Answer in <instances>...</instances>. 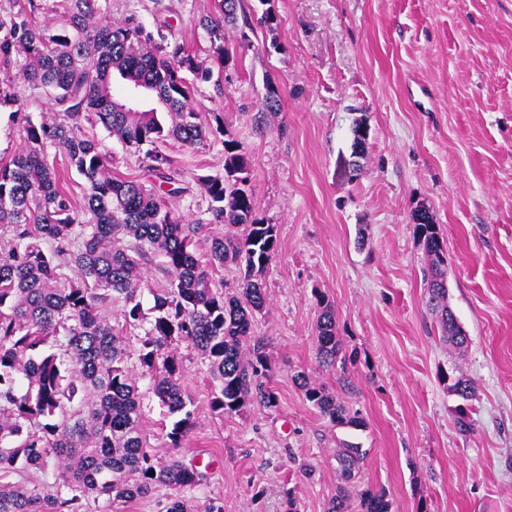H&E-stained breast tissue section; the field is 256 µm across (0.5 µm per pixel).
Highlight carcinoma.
<instances>
[{
	"label": "carcinoma",
	"instance_id": "1",
	"mask_svg": "<svg viewBox=\"0 0 512 512\" xmlns=\"http://www.w3.org/2000/svg\"><path fill=\"white\" fill-rule=\"evenodd\" d=\"M215 4L217 15L199 26L208 56L222 66L229 60L225 31L237 25L240 0ZM42 13L39 0H0V107L13 108L24 141L0 162V512H109L160 488L170 493L158 512H188L185 493L204 475L180 456L195 407L176 349L184 342L207 364L213 411L276 406L265 345L251 338L267 303L262 275L276 256V225L256 218L243 147L227 138L224 176L198 184L209 223L241 233L211 235L201 261L205 225L186 223L170 204L190 189L178 186L183 172L161 146L194 149L225 134L220 118L203 123L193 104L194 81L210 80L211 68L160 28L103 19L100 0H57L44 24ZM116 76L145 87L161 108H121L112 96ZM21 85L49 102L37 120L25 111ZM86 123L146 147L144 170L154 182L112 176V159ZM52 150L85 181L82 204L60 185ZM413 220L429 260L428 310L443 338L461 349L468 337L448 306L438 225L425 208ZM155 260L169 285L150 290L146 309L141 283ZM228 265L239 273L232 294L215 282ZM134 332L132 348L127 336ZM315 350L320 368L346 367L328 306L317 320ZM296 382L331 425L362 426L325 386L304 373ZM149 393L170 421L163 456L144 431ZM366 458L355 443L336 449L344 484L327 512H392L385 492L361 486Z\"/></svg>",
	"mask_w": 512,
	"mask_h": 512
}]
</instances>
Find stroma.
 Wrapping results in <instances>:
<instances>
[{
	"label": "stroma",
	"mask_w": 512,
	"mask_h": 512,
	"mask_svg": "<svg viewBox=\"0 0 512 512\" xmlns=\"http://www.w3.org/2000/svg\"><path fill=\"white\" fill-rule=\"evenodd\" d=\"M242 0L226 34L231 59L198 82L202 121L221 119L242 143L255 214L277 227L263 273L267 305L253 335L266 344L276 407L232 415L210 407L212 384L180 344L196 425L183 453L224 512H326L340 482L339 442L368 456L363 485L393 512H512V0ZM104 15L155 29L168 23L197 52L198 20L214 0H104ZM278 111L263 106L267 86ZM368 129L352 169V127ZM115 176L146 181L143 155L93 127ZM163 150L187 182L224 172L215 137ZM428 208L448 254V304L468 334L442 344L426 307L428 259L412 215ZM336 314L346 370L314 351L324 307ZM308 374L363 427H334L309 403ZM472 384V431L454 420L448 380ZM311 476H304L302 467ZM293 491L287 502L285 491Z\"/></svg>",
	"instance_id": "obj_1"
}]
</instances>
